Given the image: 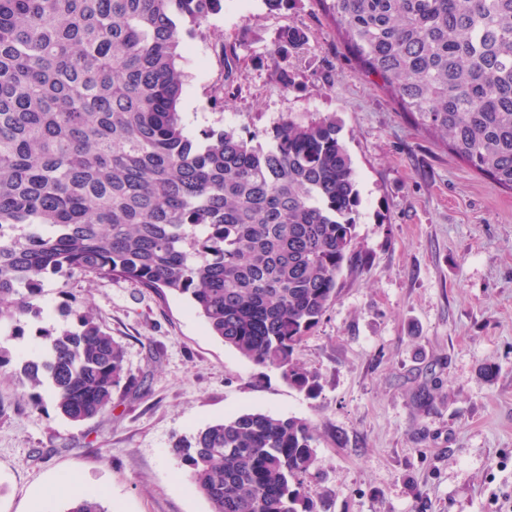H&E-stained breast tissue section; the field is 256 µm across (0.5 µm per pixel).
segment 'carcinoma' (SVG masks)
I'll return each mask as SVG.
<instances>
[{
	"label": "carcinoma",
	"instance_id": "cac0c4a2",
	"mask_svg": "<svg viewBox=\"0 0 512 512\" xmlns=\"http://www.w3.org/2000/svg\"><path fill=\"white\" fill-rule=\"evenodd\" d=\"M350 53L448 151L512 191V0H322ZM223 0H0V336L22 335L44 279H123L189 298L213 335L315 397L297 352L357 259L361 204L328 114L283 120L266 145L188 133L186 40ZM305 40H275L274 69ZM39 331L15 365L80 422L138 385L87 307ZM312 425L249 411L172 452L210 512H314ZM66 512H108L99 497Z\"/></svg>",
	"mask_w": 512,
	"mask_h": 512
}]
</instances>
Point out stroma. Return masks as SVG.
Returning <instances> with one entry per match:
<instances>
[{
	"instance_id": "1",
	"label": "stroma",
	"mask_w": 512,
	"mask_h": 512,
	"mask_svg": "<svg viewBox=\"0 0 512 512\" xmlns=\"http://www.w3.org/2000/svg\"><path fill=\"white\" fill-rule=\"evenodd\" d=\"M289 28L307 41L283 78L271 55ZM202 31L181 62L191 133L226 127L264 141L282 120L333 113L352 157L362 259L344 266L299 351L319 394L225 346L186 298L74 277L141 388L73 423L53 405L32 409L30 387L0 372V512H62L68 496L38 493L74 479L109 512H210L170 449L251 410L314 426L305 487L318 512H512V191L449 154L362 75L322 0L280 11L224 0ZM219 81L233 94L215 110ZM64 302L60 282L45 280L41 318H25L23 336L0 348L14 360L32 351L39 329L63 324Z\"/></svg>"
}]
</instances>
